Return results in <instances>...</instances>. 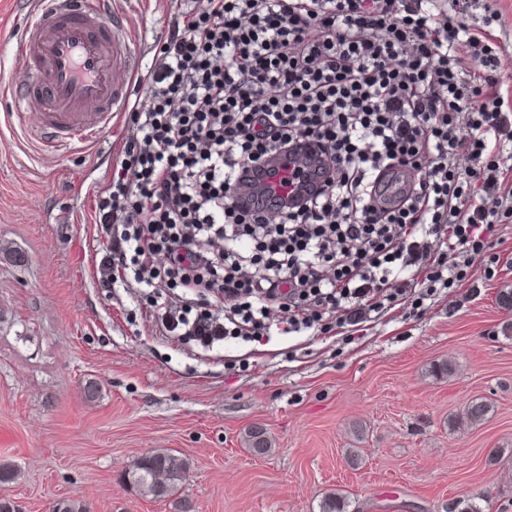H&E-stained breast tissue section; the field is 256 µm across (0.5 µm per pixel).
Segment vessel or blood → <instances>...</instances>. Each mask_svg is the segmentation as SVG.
I'll use <instances>...</instances> for the list:
<instances>
[{
  "label": "vessel or blood",
  "instance_id": "b4317fda",
  "mask_svg": "<svg viewBox=\"0 0 512 512\" xmlns=\"http://www.w3.org/2000/svg\"><path fill=\"white\" fill-rule=\"evenodd\" d=\"M112 33L111 0H39L15 39L26 70L0 84L37 114L31 137L54 149L87 143L127 108L113 88Z\"/></svg>",
  "mask_w": 512,
  "mask_h": 512
}]
</instances>
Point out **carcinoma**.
Masks as SVG:
<instances>
[{
  "mask_svg": "<svg viewBox=\"0 0 512 512\" xmlns=\"http://www.w3.org/2000/svg\"><path fill=\"white\" fill-rule=\"evenodd\" d=\"M489 411L487 402L475 399L468 404L464 418L477 423ZM185 472L186 463L177 461L167 451L153 450L138 459L132 470L127 472L125 481L146 497L166 499L174 495L183 482ZM320 512H346L344 497L339 493L327 494L320 504Z\"/></svg>",
  "mask_w": 512,
  "mask_h": 512,
  "instance_id": "1",
  "label": "carcinoma"
}]
</instances>
